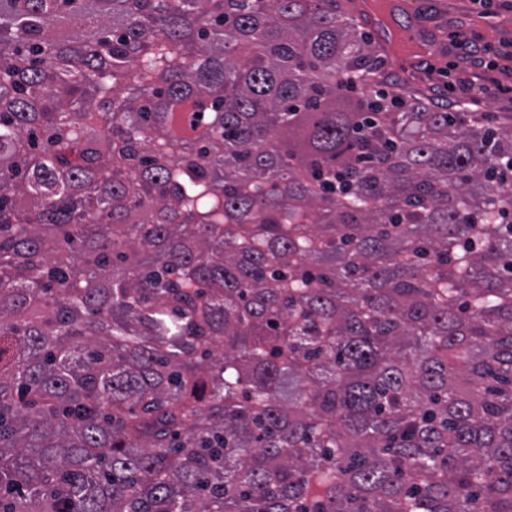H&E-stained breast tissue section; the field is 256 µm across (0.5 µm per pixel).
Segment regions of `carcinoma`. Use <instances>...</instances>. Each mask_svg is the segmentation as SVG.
<instances>
[{"label":"carcinoma","mask_w":512,"mask_h":512,"mask_svg":"<svg viewBox=\"0 0 512 512\" xmlns=\"http://www.w3.org/2000/svg\"><path fill=\"white\" fill-rule=\"evenodd\" d=\"M375 61L336 0H0V512H512V122ZM374 52L379 56V60L383 62V64H380V78H377L378 84H381L384 81V77H386L387 80L382 88H385L389 92V97H397L402 101L408 99L409 96L407 93L401 90L398 85H393L395 80L402 79L396 69L389 66L387 61L385 63L383 59L386 60V58L382 54L379 55L377 50H374ZM191 109L192 107L187 103H175L172 105V119H170L169 125L167 127V133L170 136L196 137L202 134V129H194L188 122V115Z\"/></svg>","instance_id":"obj_1"}]
</instances>
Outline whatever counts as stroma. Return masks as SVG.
Segmentation results:
<instances>
[{"instance_id": "35a3bbf8", "label": "stroma", "mask_w": 512, "mask_h": 512, "mask_svg": "<svg viewBox=\"0 0 512 512\" xmlns=\"http://www.w3.org/2000/svg\"><path fill=\"white\" fill-rule=\"evenodd\" d=\"M399 20L440 41L408 90L429 97L466 80L495 91L491 101L478 103V111L512 118V0H404ZM490 48L498 52L496 68L474 65V57Z\"/></svg>"}]
</instances>
